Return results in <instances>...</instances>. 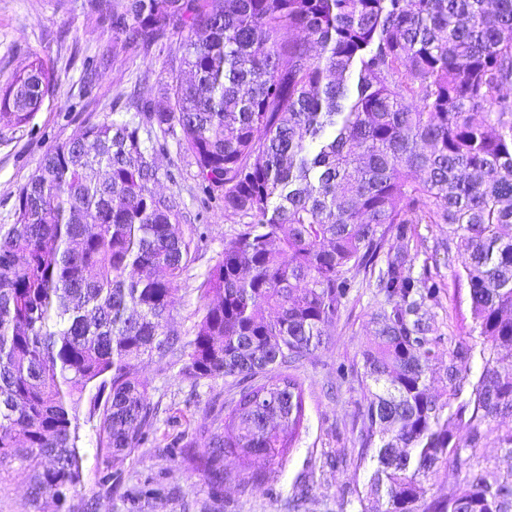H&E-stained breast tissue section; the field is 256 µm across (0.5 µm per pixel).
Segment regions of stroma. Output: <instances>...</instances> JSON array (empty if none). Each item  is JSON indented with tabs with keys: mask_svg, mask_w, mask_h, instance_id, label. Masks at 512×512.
<instances>
[{
	"mask_svg": "<svg viewBox=\"0 0 512 512\" xmlns=\"http://www.w3.org/2000/svg\"><path fill=\"white\" fill-rule=\"evenodd\" d=\"M114 40L111 28L97 21L85 0H0V77L37 56L55 78L52 95L25 126L12 130L0 125V225L12 223L18 191L50 146L85 123L128 112L135 97L156 102L165 98L169 68L182 55L179 37L168 36L147 49L130 45L117 52ZM160 165L174 177L160 179L157 190H181L189 215L203 214L211 226L197 263L198 273H205L222 253L231 222L221 210L202 211L196 168L176 144H169ZM440 274L446 289L434 309L436 320L440 330L464 339L461 324L470 317L468 290L455 283L448 267H441ZM375 307L371 288L355 289L329 341L299 368L306 388L304 429L284 459L250 460L261 480L239 486L240 462L233 458L225 461L224 482L218 487L196 469L192 459L207 446L206 428L228 385L220 378L192 384L180 378L171 359L156 358L138 365L135 375L150 383L151 399L159 406L157 421L143 448L113 462L120 481L111 491L98 484L103 465L96 455V430L82 424L84 497L95 500L96 512H289L292 496L304 490L309 512H338L342 490L366 485L371 467L336 460L337 449L358 445L353 419L363 399L361 387L353 381L332 393L328 386L339 364L359 362V350L371 336L368 320ZM181 435L192 443L187 457L169 455V443ZM148 488L158 490V498H145Z\"/></svg>",
	"mask_w": 512,
	"mask_h": 512,
	"instance_id": "1",
	"label": "stroma"
}]
</instances>
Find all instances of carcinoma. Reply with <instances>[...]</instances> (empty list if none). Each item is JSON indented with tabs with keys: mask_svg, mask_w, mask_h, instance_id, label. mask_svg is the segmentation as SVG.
<instances>
[{
	"mask_svg": "<svg viewBox=\"0 0 512 512\" xmlns=\"http://www.w3.org/2000/svg\"><path fill=\"white\" fill-rule=\"evenodd\" d=\"M89 2L124 45L180 36V68L165 103L49 148L0 226V483L19 468L32 501L51 490L55 512H94L80 418L104 464L135 453L157 408L132 371L170 354L194 383L231 379L198 460L212 483L228 457L282 459L305 420L294 370L361 277L379 302L363 371L336 368L364 389L359 447L336 461L373 472L346 503L512 512V0ZM53 85L38 58L12 73L0 122L23 127ZM170 139L202 208L236 219L185 343L173 298L210 228L155 190ZM420 224L448 236L417 272ZM440 255L466 281L478 344L438 334ZM442 471L458 479L444 496Z\"/></svg>",
	"mask_w": 512,
	"mask_h": 512,
	"instance_id": "obj_1",
	"label": "carcinoma"
}]
</instances>
